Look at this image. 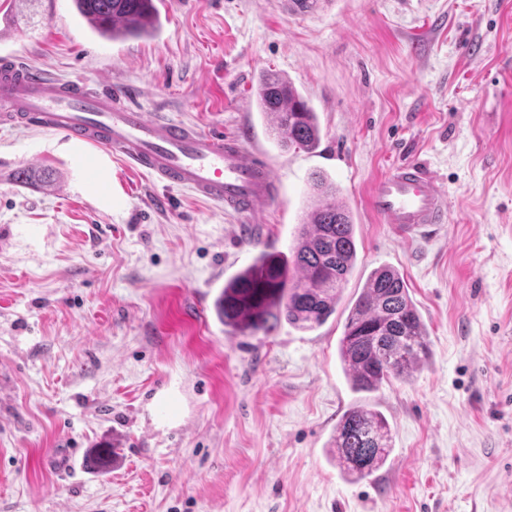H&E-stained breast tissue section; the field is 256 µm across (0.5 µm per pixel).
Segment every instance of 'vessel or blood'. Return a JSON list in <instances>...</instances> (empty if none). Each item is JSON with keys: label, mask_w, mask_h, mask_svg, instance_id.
<instances>
[{"label": "vessel or blood", "mask_w": 512, "mask_h": 512, "mask_svg": "<svg viewBox=\"0 0 512 512\" xmlns=\"http://www.w3.org/2000/svg\"><path fill=\"white\" fill-rule=\"evenodd\" d=\"M0 125L61 133L99 147L169 186L223 204L250 218L275 195L266 160L236 134L207 132L149 115L108 90L88 93L84 81L57 79L14 57L0 59ZM373 211L417 235L448 221V199L419 162H404L375 181Z\"/></svg>", "instance_id": "vessel-or-blood-1"}]
</instances>
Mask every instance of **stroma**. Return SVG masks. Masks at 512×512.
I'll use <instances>...</instances> for the list:
<instances>
[{
	"label": "stroma",
	"mask_w": 512,
	"mask_h": 512,
	"mask_svg": "<svg viewBox=\"0 0 512 512\" xmlns=\"http://www.w3.org/2000/svg\"><path fill=\"white\" fill-rule=\"evenodd\" d=\"M155 4L154 37L112 42L73 0H0V56L240 135L280 191L243 224L104 150L89 182L62 134L0 126V512H512V0ZM267 70L316 113V150L269 137ZM406 161L449 203L409 238L369 203ZM316 173L355 224L344 300L390 266L422 315L431 353L409 380L351 390L342 307L249 336L216 317L259 251L291 255ZM356 402L392 429L362 479L328 454ZM100 447L110 469L87 468Z\"/></svg>",
	"instance_id": "obj_1"
}]
</instances>
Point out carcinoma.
<instances>
[{
    "label": "carcinoma",
    "instance_id": "1",
    "mask_svg": "<svg viewBox=\"0 0 512 512\" xmlns=\"http://www.w3.org/2000/svg\"><path fill=\"white\" fill-rule=\"evenodd\" d=\"M78 15L102 38L123 41L152 35L158 27L153 0H73ZM261 114L271 117L270 135L284 149L314 150L320 143L315 112L278 73L259 82ZM317 203L306 214L288 258L265 250L231 276L215 302L220 322L245 335L270 333L283 320L301 329L322 326L336 313L355 263L354 224L336 187L316 175L310 182ZM430 354L425 326L403 276L392 267L375 269L349 309L339 358L350 387L370 393L391 379L407 381ZM392 451L385 416L366 405L341 416L330 444L340 471L364 478L381 468Z\"/></svg>",
    "mask_w": 512,
    "mask_h": 512
}]
</instances>
